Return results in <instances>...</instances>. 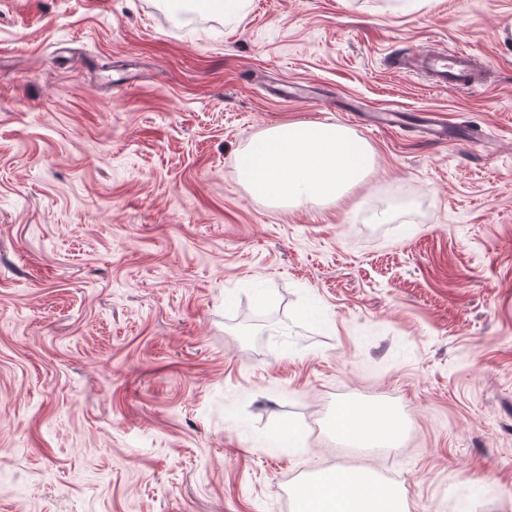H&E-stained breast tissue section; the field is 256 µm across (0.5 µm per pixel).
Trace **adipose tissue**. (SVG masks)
<instances>
[{
  "instance_id": "obj_1",
  "label": "adipose tissue",
  "mask_w": 512,
  "mask_h": 512,
  "mask_svg": "<svg viewBox=\"0 0 512 512\" xmlns=\"http://www.w3.org/2000/svg\"><path fill=\"white\" fill-rule=\"evenodd\" d=\"M368 144L348 128L325 122L285 123L265 129L236 158L238 176L250 192L278 204L338 201L366 175ZM401 419L372 404L344 402L336 408V434L372 447L395 444ZM297 512H407L403 495L367 471L325 470L293 490Z\"/></svg>"
}]
</instances>
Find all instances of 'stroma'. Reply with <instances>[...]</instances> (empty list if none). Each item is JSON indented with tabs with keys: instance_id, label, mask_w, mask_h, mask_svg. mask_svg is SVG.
Returning <instances> with one entry per match:
<instances>
[{
	"instance_id": "stroma-1",
	"label": "stroma",
	"mask_w": 512,
	"mask_h": 512,
	"mask_svg": "<svg viewBox=\"0 0 512 512\" xmlns=\"http://www.w3.org/2000/svg\"><path fill=\"white\" fill-rule=\"evenodd\" d=\"M424 45L485 87L399 70ZM296 121L371 147L340 203L237 178ZM345 401L400 446L339 439ZM336 466L512 512V0H0V512H294Z\"/></svg>"
}]
</instances>
